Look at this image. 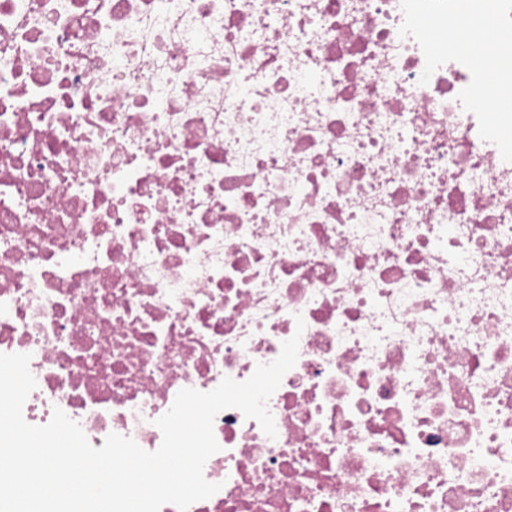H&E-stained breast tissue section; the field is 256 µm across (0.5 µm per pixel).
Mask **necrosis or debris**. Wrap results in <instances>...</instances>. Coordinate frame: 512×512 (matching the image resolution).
Wrapping results in <instances>:
<instances>
[{
  "instance_id": "necrosis-or-debris-1",
  "label": "necrosis or debris",
  "mask_w": 512,
  "mask_h": 512,
  "mask_svg": "<svg viewBox=\"0 0 512 512\" xmlns=\"http://www.w3.org/2000/svg\"><path fill=\"white\" fill-rule=\"evenodd\" d=\"M401 0H0V353L156 451L244 381L187 512H512V162Z\"/></svg>"
}]
</instances>
